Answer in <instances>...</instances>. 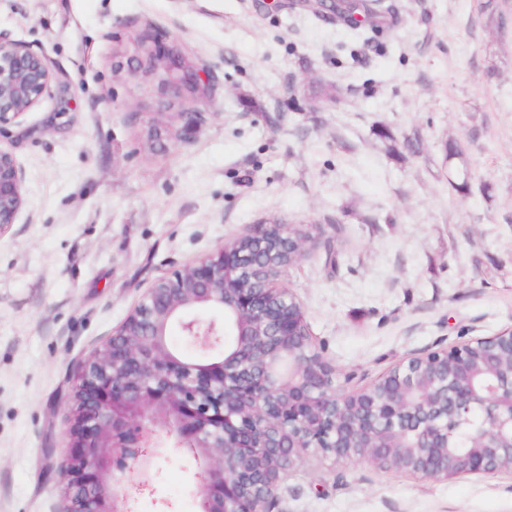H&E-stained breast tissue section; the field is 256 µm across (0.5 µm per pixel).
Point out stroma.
Wrapping results in <instances>:
<instances>
[{"instance_id": "obj_1", "label": "stroma", "mask_w": 512, "mask_h": 512, "mask_svg": "<svg viewBox=\"0 0 512 512\" xmlns=\"http://www.w3.org/2000/svg\"><path fill=\"white\" fill-rule=\"evenodd\" d=\"M381 8L355 28L286 0H0V41L54 76L0 127L26 198L0 231V512H59L79 363L158 277L259 226L307 237L279 283L345 392L512 327V0ZM157 439L136 512H199L194 462ZM271 510L512 512V473L311 453Z\"/></svg>"}]
</instances>
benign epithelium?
<instances>
[{"instance_id": "7a95c632", "label": "benign epithelium", "mask_w": 512, "mask_h": 512, "mask_svg": "<svg viewBox=\"0 0 512 512\" xmlns=\"http://www.w3.org/2000/svg\"><path fill=\"white\" fill-rule=\"evenodd\" d=\"M52 81L43 58L0 42V125L30 111ZM24 204L16 160L0 149V231ZM304 251L291 227L272 224L155 281L78 370L60 512H133L130 489L151 488L157 475L158 424L202 460L200 512H268L280 480L311 452L374 465L395 453L406 459L400 470L434 481L512 470L502 467L512 462V366L487 379L471 357L482 346L497 364L512 329L397 363L385 375L390 390L357 392L358 407L344 416L336 368L278 284ZM216 307L224 319L200 316ZM173 324L216 357L174 354ZM130 464L136 480L110 489L111 474Z\"/></svg>"}]
</instances>
